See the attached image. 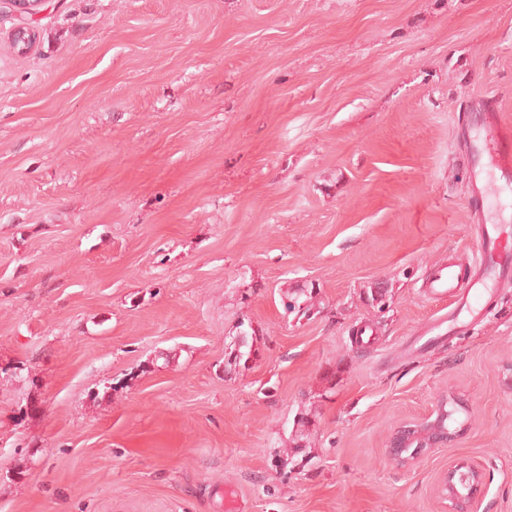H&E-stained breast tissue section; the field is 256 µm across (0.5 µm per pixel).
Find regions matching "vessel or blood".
Segmentation results:
<instances>
[{
	"instance_id": "vessel-or-blood-1",
	"label": "vessel or blood",
	"mask_w": 512,
	"mask_h": 512,
	"mask_svg": "<svg viewBox=\"0 0 512 512\" xmlns=\"http://www.w3.org/2000/svg\"><path fill=\"white\" fill-rule=\"evenodd\" d=\"M485 110L487 118L479 134L480 161L473 171L475 196L482 202L499 194V179L512 176V126L501 121L494 104H487ZM501 235L500 225L486 220L477 242L474 274H465L456 264L448 263L439 266L428 280L431 296L455 300L457 312L448 318L449 331L460 328L457 313L474 316L481 312L480 301L490 286L512 282V247L503 244Z\"/></svg>"
}]
</instances>
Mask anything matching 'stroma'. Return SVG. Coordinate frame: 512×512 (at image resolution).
Masks as SVG:
<instances>
[{"label": "stroma", "instance_id": "stroma-1", "mask_svg": "<svg viewBox=\"0 0 512 512\" xmlns=\"http://www.w3.org/2000/svg\"><path fill=\"white\" fill-rule=\"evenodd\" d=\"M24 20L0 4V512H448L458 465L512 512V284L416 343L453 306L429 273L476 257L512 0H45L21 56ZM443 403L450 439L390 459Z\"/></svg>", "mask_w": 512, "mask_h": 512}]
</instances>
